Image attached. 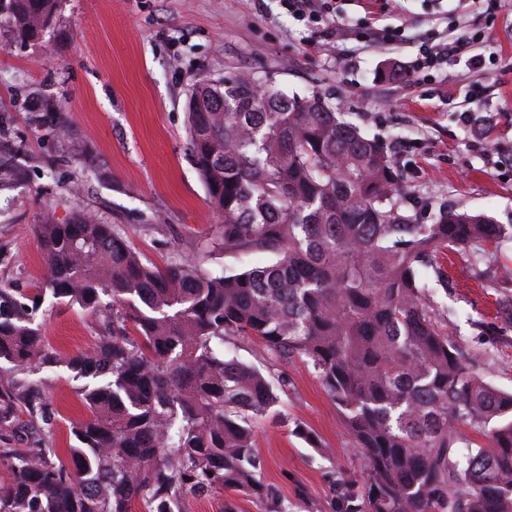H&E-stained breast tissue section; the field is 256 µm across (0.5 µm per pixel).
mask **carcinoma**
Returning a JSON list of instances; mask_svg holds the SVG:
<instances>
[{
	"label": "carcinoma",
	"instance_id": "obj_1",
	"mask_svg": "<svg viewBox=\"0 0 512 512\" xmlns=\"http://www.w3.org/2000/svg\"><path fill=\"white\" fill-rule=\"evenodd\" d=\"M56 0H0V19L34 37ZM251 76L205 79L188 101L186 151L223 215L201 253L271 254L213 275L198 260L163 267L125 231L83 213L36 228L45 277L30 302L0 286V363L85 378L74 443L0 448L10 477L0 512H175L177 497L259 478L256 419L275 412L271 376L224 355L236 336L309 364L365 456L363 500L344 512H512V392L476 376L426 297L435 253H492L512 226L441 207L403 210L386 143L314 92L289 96ZM112 321L89 354L64 358L36 322L45 295ZM28 381L0 394V430L19 424ZM486 438L467 436L461 427Z\"/></svg>",
	"mask_w": 512,
	"mask_h": 512
}]
</instances>
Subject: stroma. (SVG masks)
I'll return each instance as SVG.
<instances>
[{"label":"stroma","instance_id":"35a3bbf8","mask_svg":"<svg viewBox=\"0 0 512 512\" xmlns=\"http://www.w3.org/2000/svg\"><path fill=\"white\" fill-rule=\"evenodd\" d=\"M336 17L296 20L282 0H57L37 37L0 28V165L25 180L0 191V286L33 297L45 267L35 226L80 211L124 229L162 265L193 259L222 217L185 153L187 99L203 79L266 76L289 95L327 96L347 121L387 141L403 176L404 206L417 223L457 206L512 225V0H335ZM460 54L428 77L410 76L430 46ZM401 77H391L388 64ZM478 101H470L471 89ZM472 120L463 123L462 111ZM448 308L441 330L471 370L512 391V239L479 256L439 255ZM63 357L93 350L102 326L79 308L42 300L36 314ZM228 356L287 381L275 418L255 424L266 498L228 491L187 498L183 512H340L334 485L364 493L367 463L310 365L270 359L250 337ZM79 383L53 368L31 378L42 411L18 407L1 448L69 444L84 419Z\"/></svg>","mask_w":512,"mask_h":512}]
</instances>
